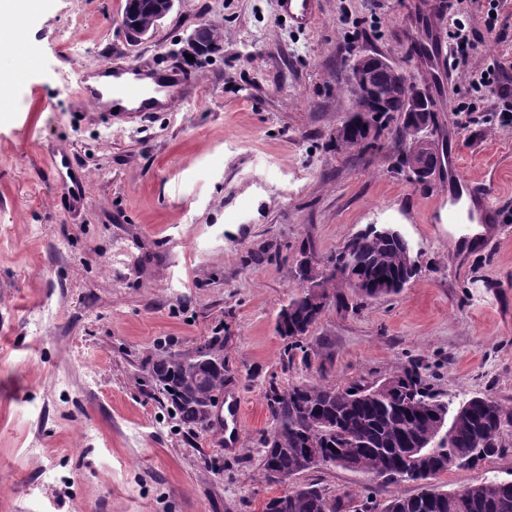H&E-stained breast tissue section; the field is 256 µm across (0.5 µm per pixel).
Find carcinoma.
I'll use <instances>...</instances> for the list:
<instances>
[{
  "mask_svg": "<svg viewBox=\"0 0 512 512\" xmlns=\"http://www.w3.org/2000/svg\"><path fill=\"white\" fill-rule=\"evenodd\" d=\"M150 4L140 9L124 8L122 22L133 34L147 25ZM386 97L384 111L378 113V131L393 119L400 122L399 140H404L413 116L406 111L403 93L382 91ZM352 253V264L336 269L344 251ZM335 267L321 283L322 302L310 304L294 298L289 304L288 319L277 329L288 337L295 349L321 317L330 298L343 303L331 288H352L354 281L367 280L375 288L363 294L377 298L395 294L391 281L405 268L404 250L397 242L374 234L355 235L344 249L326 258ZM201 377L194 378L188 361L175 353L165 352L152 365L155 382L171 389L168 400L180 421L189 428L211 429L208 411L213 397L224 389V358L200 367ZM388 380L395 388L376 391L370 384L339 387L319 381L291 384L269 402L278 431L272 447H264L261 477L272 483L275 474L295 476L314 469L312 459L320 454L335 457L334 467L351 472L372 474L394 482L391 473L401 467L410 480L420 483L419 491L409 497H395L384 512H512V479L490 476L459 490L442 491L428 480L453 467L477 464L498 455L500 433L512 426V406L482 396L450 407L435 399L422 386L419 366L397 371ZM431 439L429 447L412 459L397 457L414 436ZM353 496L327 495L316 483L290 487L269 500L264 512H345Z\"/></svg>",
  "mask_w": 512,
  "mask_h": 512,
  "instance_id": "cac0c4a2",
  "label": "carcinoma"
}]
</instances>
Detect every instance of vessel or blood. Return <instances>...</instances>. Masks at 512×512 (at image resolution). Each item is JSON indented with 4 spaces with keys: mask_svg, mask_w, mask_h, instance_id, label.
Listing matches in <instances>:
<instances>
[{
    "mask_svg": "<svg viewBox=\"0 0 512 512\" xmlns=\"http://www.w3.org/2000/svg\"><path fill=\"white\" fill-rule=\"evenodd\" d=\"M282 12L297 26L306 27L313 23L317 15L318 0H280ZM100 75L115 77L113 95L139 103L141 111L152 112L160 101L174 103V91L177 87L191 84L192 79L179 71H148L136 65L116 67L103 65L98 69ZM469 200L476 208L481 222L495 223L497 210L490 187H474L459 172L457 154L448 156V215L451 224L459 223L460 215L456 205L461 200Z\"/></svg>",
    "mask_w": 512,
    "mask_h": 512,
    "instance_id": "obj_1",
    "label": "vessel or blood"
}]
</instances>
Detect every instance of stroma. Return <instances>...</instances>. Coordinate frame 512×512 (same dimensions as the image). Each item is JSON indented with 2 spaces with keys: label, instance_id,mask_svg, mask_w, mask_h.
<instances>
[{
  "label": "stroma",
  "instance_id": "obj_1",
  "mask_svg": "<svg viewBox=\"0 0 512 512\" xmlns=\"http://www.w3.org/2000/svg\"><path fill=\"white\" fill-rule=\"evenodd\" d=\"M125 0H43L25 24L33 66L0 56V512H263L285 487L259 475L271 387L346 386L421 365L436 399L512 406V126L448 70V0H319L311 27L279 0H177L140 39ZM469 65L512 56V0ZM206 29L211 50L189 38ZM374 53L429 94L441 149L489 185L498 222L448 242V173L414 182L397 125L370 146H337L356 108L348 76ZM175 68L199 83L174 106L111 113L85 100L98 66ZM72 154L83 178L62 184ZM370 224L419 251L400 293L343 289L286 358L280 310L300 293L297 260H323ZM216 344L225 392L243 410L239 444L191 433L151 376L161 351ZM500 455L439 474L453 491L512 478ZM383 506L416 483L321 467L295 476Z\"/></svg>",
  "mask_w": 512,
  "mask_h": 512
}]
</instances>
